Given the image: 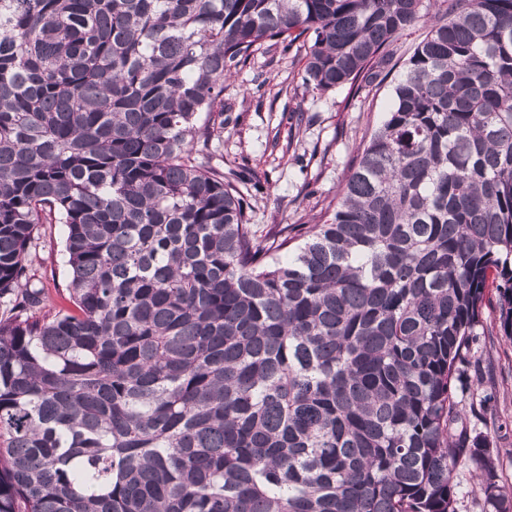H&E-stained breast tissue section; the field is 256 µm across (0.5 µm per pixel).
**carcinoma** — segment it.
Instances as JSON below:
<instances>
[{
	"label": "carcinoma",
	"mask_w": 512,
	"mask_h": 512,
	"mask_svg": "<svg viewBox=\"0 0 512 512\" xmlns=\"http://www.w3.org/2000/svg\"><path fill=\"white\" fill-rule=\"evenodd\" d=\"M418 21L330 220L254 229L224 84L370 86ZM490 288L512 339V0H0V512H457L462 466L512 512ZM38 234L40 245L33 258L34 265L52 293L53 304L59 307L69 306L67 286L70 281V272L61 259L62 226L61 224H40ZM498 317L494 300L483 309L481 324L476 329L480 336H476L472 345L474 357L469 369L485 381V386L474 393L482 394L487 389L495 396L496 410L487 427L479 424L478 428L498 448L501 480L512 487V342L499 333Z\"/></svg>",
	"instance_id": "cac0c4a2"
}]
</instances>
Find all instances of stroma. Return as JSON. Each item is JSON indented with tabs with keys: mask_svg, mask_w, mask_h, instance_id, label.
I'll use <instances>...</instances> for the list:
<instances>
[{
	"mask_svg": "<svg viewBox=\"0 0 512 512\" xmlns=\"http://www.w3.org/2000/svg\"><path fill=\"white\" fill-rule=\"evenodd\" d=\"M304 59L290 51L256 52L224 88V127L216 159L243 169L252 197L251 221L317 224L336 205L358 148L393 102V80L363 89L320 94L301 86ZM34 264L57 306L68 303L70 272L63 265V229L38 227ZM496 304H487L472 346V370L495 396L486 432L499 452V471L512 487V341L498 331Z\"/></svg>",
	"mask_w": 512,
	"mask_h": 512,
	"instance_id": "35a3bbf8",
	"label": "stroma"
}]
</instances>
